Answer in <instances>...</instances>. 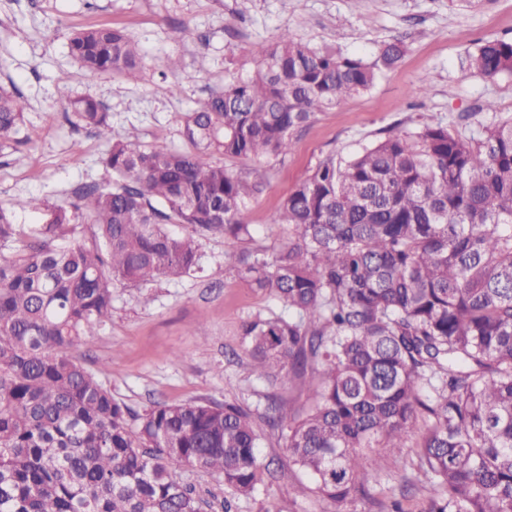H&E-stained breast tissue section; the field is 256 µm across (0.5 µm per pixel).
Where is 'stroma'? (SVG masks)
I'll use <instances>...</instances> for the list:
<instances>
[{
    "instance_id": "35a3bbf8",
    "label": "stroma",
    "mask_w": 512,
    "mask_h": 512,
    "mask_svg": "<svg viewBox=\"0 0 512 512\" xmlns=\"http://www.w3.org/2000/svg\"><path fill=\"white\" fill-rule=\"evenodd\" d=\"M92 27L124 29L137 43V77L92 73L71 56L68 38ZM318 49L374 61L385 42L402 39L407 51L367 93L318 114L294 134L281 160L233 159L229 168L260 180L247 205L250 236L227 249L218 235L199 236L202 273L145 287L117 285L112 313L78 356L113 396L141 414L158 403L210 400L254 411L267 395L304 412L307 389L276 388L257 376L240 325L257 313H283L270 294L235 273L236 255L272 253L290 228L274 221L281 201L319 160L348 158L364 144L403 123H442L467 132L477 122L512 114V76L485 78L463 70L467 50L480 41L512 38V0H486L468 10L448 0H0V86L26 102L20 148L0 146V206L16 199L40 202L19 210L22 230L44 223L45 207L72 206L83 186L108 185L107 141L69 125L56 86L87 96L109 112L112 138L160 148L183 147L182 118L199 99L254 71L258 52L280 29ZM179 59L178 69L164 66ZM427 93L415 97L419 85ZM206 335H196L197 326ZM261 458L278 479H264L254 497L235 498L208 475L185 469L182 479L201 495L228 500L233 512H327L305 488L307 474L288 468L278 430L255 423ZM411 448L385 455L371 512L400 500L414 507L434 491L417 483Z\"/></svg>"
}]
</instances>
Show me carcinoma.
I'll list each match as a JSON object with an SVG mask.
<instances>
[{
  "instance_id": "carcinoma-1",
  "label": "carcinoma",
  "mask_w": 512,
  "mask_h": 512,
  "mask_svg": "<svg viewBox=\"0 0 512 512\" xmlns=\"http://www.w3.org/2000/svg\"><path fill=\"white\" fill-rule=\"evenodd\" d=\"M69 49L90 72L140 68L120 29L75 31ZM404 53L396 39L367 62L284 29L253 75L183 116V149L112 140L101 104L59 83L66 121L108 143L112 185L86 186L75 205L96 227L90 246L64 206L29 235L0 208V512H212L185 468L254 496L264 468L251 411L204 400L138 415L77 351L112 312L115 284L195 272L198 233L230 245L250 235L246 200L260 183L224 159L285 157L295 131ZM466 70L512 74V40L481 41ZM25 109L0 87V142L21 144ZM275 223L291 228L288 244L235 269L288 316L249 317L240 335L259 377L313 398L295 416L272 394L263 414L309 491L371 501L380 451L415 436L418 472L436 485L419 512H512V117L467 136L419 123L329 156Z\"/></svg>"
}]
</instances>
